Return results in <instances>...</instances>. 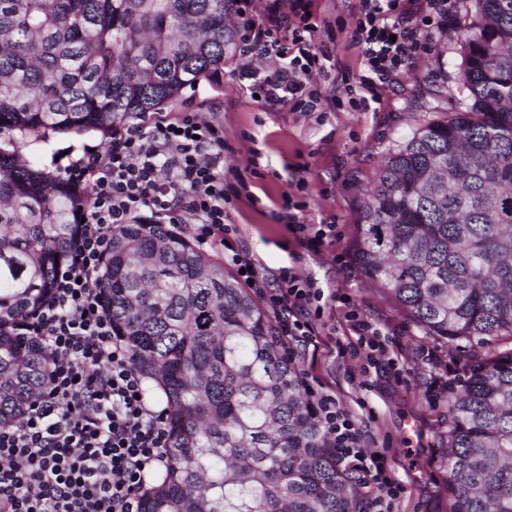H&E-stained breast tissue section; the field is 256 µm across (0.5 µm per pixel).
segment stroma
Here are the masks:
<instances>
[{"mask_svg":"<svg viewBox=\"0 0 512 512\" xmlns=\"http://www.w3.org/2000/svg\"><path fill=\"white\" fill-rule=\"evenodd\" d=\"M320 25L316 44L331 48L336 75L320 85L322 96L342 97L344 79L361 65L352 43L359 0H315ZM448 26L436 34L410 69L381 91L377 111L342 105L333 112H299L288 104L254 100L224 65L222 89L200 82L183 90L171 111L201 108L224 125V171L232 186L231 214L240 248L267 283L282 268L296 267L323 288L348 295L361 317L387 332L376 363L366 356L337 358L325 351L295 357L300 377L320 380L337 399L354 408L366 448L386 452L405 491L394 512H448L446 448L448 381L475 361L512 350V337L483 344L451 345L429 336L354 261L360 204L388 150L403 142L418 120L454 111L465 94L457 38L474 18L473 0H448ZM104 152L99 137L51 135L47 144H18L22 158L60 171L83 148ZM304 189H296V178ZM297 193L311 224H335L320 255L302 249L287 223L277 217L284 195Z\"/></svg>","mask_w":512,"mask_h":512,"instance_id":"obj_1","label":"stroma"}]
</instances>
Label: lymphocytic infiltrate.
<instances>
[{"label":"lymphocytic infiltrate","mask_w":512,"mask_h":512,"mask_svg":"<svg viewBox=\"0 0 512 512\" xmlns=\"http://www.w3.org/2000/svg\"><path fill=\"white\" fill-rule=\"evenodd\" d=\"M407 0H360L352 42L362 70L345 87L349 104L368 112L379 90L414 64L443 30L448 0H427L415 17ZM241 21L239 77L264 102H289L302 112H332L338 99L322 100L319 86L335 64L316 45L319 21L312 0H267L262 19L251 0H235ZM272 66L258 70L254 58ZM84 185L90 202L67 262L58 267L49 299L22 322L21 335L36 337L50 360L48 380L20 422L0 427V512H140L147 478L168 464L167 409L155 408L145 378L112 332L98 287L112 233L139 219L174 224L180 212L194 221L197 247L227 255L243 281L259 288L276 314L281 340L327 349L346 357L358 346L376 348L381 331L346 317L357 338L322 337L316 322L336 301L296 268L282 269L277 287H266L258 269L234 243L237 229L224 186V125L204 112H155L119 130L104 153L85 152L65 169ZM301 202L285 195L281 219L302 248L320 254L334 235L331 224H306ZM314 413L329 436L337 466L355 473L371 512H392L403 491L387 456L364 447L353 413L329 391L306 386Z\"/></svg>","instance_id":"f902f5d3"}]
</instances>
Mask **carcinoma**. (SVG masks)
<instances>
[{"label": "carcinoma", "instance_id": "carcinoma-1", "mask_svg": "<svg viewBox=\"0 0 512 512\" xmlns=\"http://www.w3.org/2000/svg\"><path fill=\"white\" fill-rule=\"evenodd\" d=\"M233 0H0V426L45 386L49 359L15 327L49 296L87 189L17 153L15 137L109 140L235 54ZM460 39L468 91L383 160L354 260L430 336H512V0H474ZM469 176L464 196L429 170ZM112 329L165 395L170 463L141 512H356L358 490L282 352L224 263L141 220L112 233L99 284ZM449 512H512V352L448 393Z\"/></svg>", "mask_w": 512, "mask_h": 512}]
</instances>
